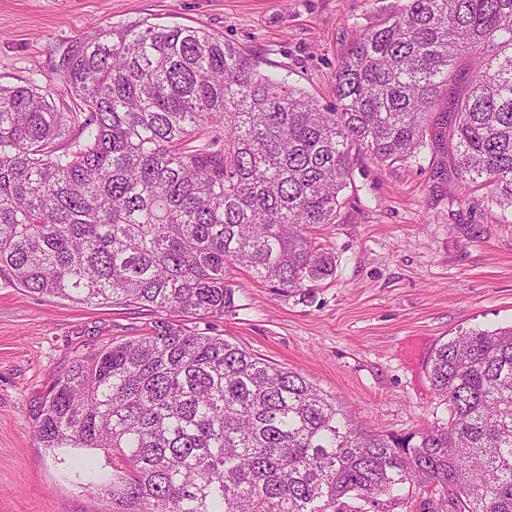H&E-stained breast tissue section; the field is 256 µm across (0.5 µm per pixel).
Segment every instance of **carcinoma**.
<instances>
[{"label": "carcinoma", "instance_id": "carcinoma-1", "mask_svg": "<svg viewBox=\"0 0 512 512\" xmlns=\"http://www.w3.org/2000/svg\"><path fill=\"white\" fill-rule=\"evenodd\" d=\"M460 62L470 83L436 116ZM53 71L66 112L35 76L0 84V277L34 295L222 319L244 268L295 296L336 271L315 232L358 159L418 166L446 139L458 178L512 213V0H398L356 31L325 105L147 18L72 40ZM428 374L448 422L398 437L161 319L74 360L35 437L119 459L87 488L132 512H363L407 484L441 486L448 512H512V326L459 332Z\"/></svg>", "mask_w": 512, "mask_h": 512}]
</instances>
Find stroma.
Listing matches in <instances>:
<instances>
[{"label":"stroma","mask_w":512,"mask_h":512,"mask_svg":"<svg viewBox=\"0 0 512 512\" xmlns=\"http://www.w3.org/2000/svg\"><path fill=\"white\" fill-rule=\"evenodd\" d=\"M395 0H0V84L49 75L53 50L108 22L150 19L205 29L259 69H288L321 103L356 30ZM447 153L421 166L361 160L335 223L317 235L336 257L333 277L283 297L234 271L238 309L188 327L219 334L300 373L358 425L400 436L441 425L445 401L428 362L459 331L512 324V223L487 189L450 170ZM155 313L83 305L27 292L0 278V512H112L72 459L112 467L102 451L37 441L44 402L77 356L149 331ZM381 512H448L443 493L405 488Z\"/></svg>","instance_id":"1"}]
</instances>
